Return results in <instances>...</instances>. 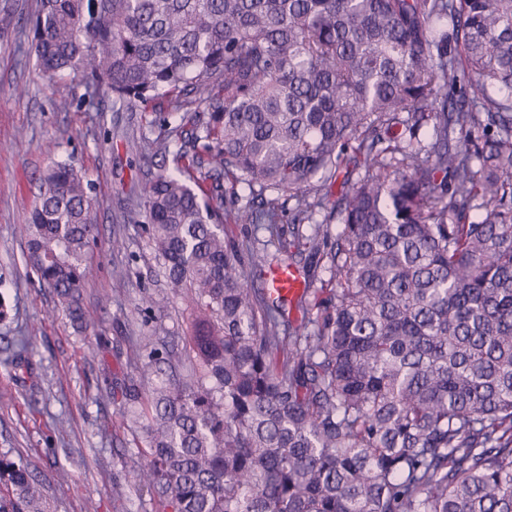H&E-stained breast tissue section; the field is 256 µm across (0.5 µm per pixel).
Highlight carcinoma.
<instances>
[{
    "label": "carcinoma",
    "mask_w": 512,
    "mask_h": 512,
    "mask_svg": "<svg viewBox=\"0 0 512 512\" xmlns=\"http://www.w3.org/2000/svg\"><path fill=\"white\" fill-rule=\"evenodd\" d=\"M34 40L91 104L200 107L145 201L189 363L122 389L161 512H512V0H39ZM226 224L326 261L298 316ZM97 236L52 162L26 256L79 329ZM0 512H46L8 458Z\"/></svg>",
    "instance_id": "obj_1"
}]
</instances>
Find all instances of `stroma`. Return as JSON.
<instances>
[{
    "instance_id": "1",
    "label": "stroma",
    "mask_w": 512,
    "mask_h": 512,
    "mask_svg": "<svg viewBox=\"0 0 512 512\" xmlns=\"http://www.w3.org/2000/svg\"><path fill=\"white\" fill-rule=\"evenodd\" d=\"M37 0H0L12 18L0 32V456L27 464L44 484L49 512H155L137 474L143 432L124 413L121 387L136 377L151 336L186 357L191 317L170 296L144 229L143 193L159 171H176L175 152L145 154L156 138L149 108L90 112L83 86L68 102L54 96L36 66L30 21ZM57 157L72 158L91 184L98 245L83 304L92 324L77 331L24 260V225L37 185ZM166 297L150 309L147 296ZM27 337L29 363L11 358Z\"/></svg>"
}]
</instances>
